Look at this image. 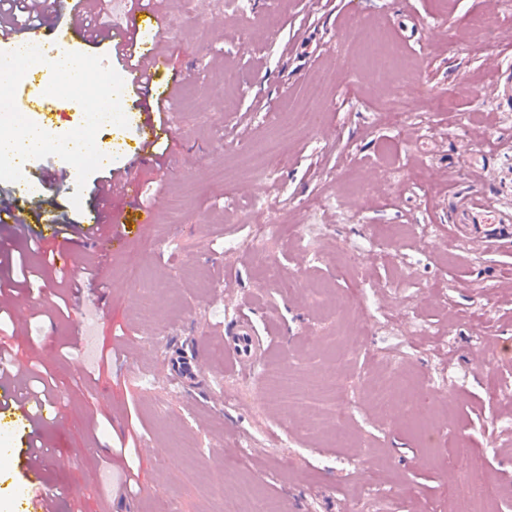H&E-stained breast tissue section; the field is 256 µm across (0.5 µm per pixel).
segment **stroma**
Segmentation results:
<instances>
[{"label":"stroma","mask_w":512,"mask_h":512,"mask_svg":"<svg viewBox=\"0 0 512 512\" xmlns=\"http://www.w3.org/2000/svg\"><path fill=\"white\" fill-rule=\"evenodd\" d=\"M152 4L165 22L155 81L175 88L172 133L158 162L134 166L120 153L112 163L133 167L139 184L136 196L111 204V229L126 245L82 251L106 267L111 286L42 325L39 343L9 340L19 366L54 385L62 422L44 432L43 480L58 512H164L171 501L181 512H248L251 489L281 512H353L368 498L380 512H449L448 476L459 468L449 448L459 439L502 484V512H512V250L454 242L439 190L476 186L512 205V107L495 87L497 68L512 66V15L501 0ZM271 10L274 30L264 24ZM474 13L485 30L468 27ZM366 25L398 51L389 87L368 73L357 38ZM228 68L239 74L229 88ZM318 69L329 76L325 132L296 130L278 141L267 173L255 171L243 155L275 139L281 110L300 106ZM391 87L413 96L417 110L397 125L383 118ZM16 93L59 133L79 126V113L41 86L23 80ZM104 176L90 175L78 208L46 186L48 210L83 220ZM44 213L29 216L44 235L36 250L0 225L8 253L0 285L14 287V312L51 309L68 278L58 255L70 242ZM406 224L424 235L385 233ZM258 227L268 231L264 255L249 246ZM356 247L362 259L352 265ZM21 255L44 288L17 283L11 260ZM134 255L159 284L148 321L125 274ZM271 260L296 275L297 288H275ZM243 315L269 340L245 377L227 372L224 358V331ZM86 322L116 350L95 380L82 352H59ZM186 339L202 348L206 369L182 394L166 380L163 350ZM329 365L341 368L335 397L281 404L282 375L303 388ZM399 374L431 387L435 447L412 419L380 416L371 401L373 383ZM449 376L451 393L441 384ZM340 406L353 436L347 447L327 438ZM132 433L139 490H107L98 462ZM237 441L247 456L236 457Z\"/></svg>","instance_id":"35a3bbf8"}]
</instances>
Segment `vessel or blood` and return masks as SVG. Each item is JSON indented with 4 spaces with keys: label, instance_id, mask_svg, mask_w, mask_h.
Listing matches in <instances>:
<instances>
[{
    "label": "vessel or blood",
    "instance_id": "obj_1",
    "mask_svg": "<svg viewBox=\"0 0 512 512\" xmlns=\"http://www.w3.org/2000/svg\"><path fill=\"white\" fill-rule=\"evenodd\" d=\"M91 0H38L37 9L46 19L45 25L22 27L10 25L0 28V45L14 50L31 44L60 49L76 43L84 45L106 44L112 58L131 64L134 76L122 92V107L138 106L141 136L135 148L139 161L154 157L156 143L170 133L168 121L160 119L155 105L171 102L172 90L159 89L154 81L156 71L163 63L157 43L164 33V21L154 11L130 12L119 21L96 28L88 26L86 15L92 10ZM55 185L70 192L76 188L75 170L51 171L33 180L27 191L12 190L0 201V223L12 226L22 235H33L34 229L27 220V210L39 206L46 185ZM134 176L123 173L100 184L97 191L98 207H105L115 196L137 193ZM455 217L459 228L453 238L462 245L484 248L512 245V209L478 189L470 190L455 203ZM100 217L88 216L85 224L76 228L75 239L91 242L100 250L109 252L123 247L122 238L102 233ZM264 350V343L257 336L251 323L238 319L224 332V353L231 368L239 374L250 372L257 365ZM165 358L171 366V380L181 389L193 386L205 370V360L197 346H169ZM0 409L11 412L14 425L26 433L24 447L0 448V458L22 465L29 476L26 492L21 499L37 512H51L53 503L43 486L42 475L46 459L41 454L39 442L47 422L54 415L50 408L32 412L17 386V375L11 369L0 372Z\"/></svg>",
    "mask_w": 512,
    "mask_h": 512
}]
</instances>
